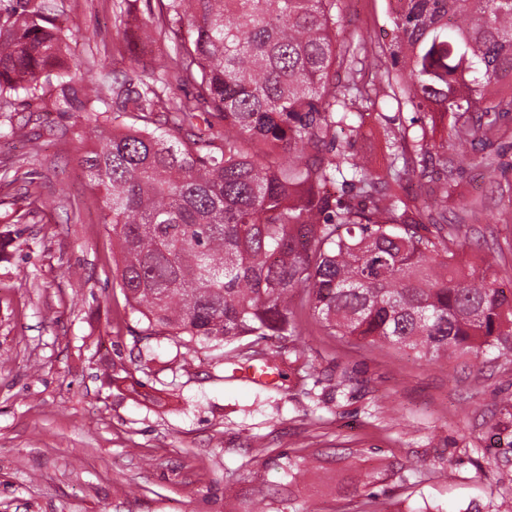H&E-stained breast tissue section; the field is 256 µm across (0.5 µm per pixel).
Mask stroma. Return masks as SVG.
<instances>
[{"mask_svg": "<svg viewBox=\"0 0 512 512\" xmlns=\"http://www.w3.org/2000/svg\"><path fill=\"white\" fill-rule=\"evenodd\" d=\"M76 84L150 75L157 0H52ZM338 38L392 37L389 0H342ZM56 84L0 101V512H493L512 497V362L340 341L308 312L295 340L258 343L275 374L232 375L222 350L151 334L116 277L119 249L80 164L90 116ZM380 98L354 153L386 169ZM25 125V137L11 126ZM474 157L448 202L466 250H501L512 282V127ZM303 355L293 359L288 350ZM345 388H337L338 376Z\"/></svg>", "mask_w": 512, "mask_h": 512, "instance_id": "stroma-1", "label": "stroma"}]
</instances>
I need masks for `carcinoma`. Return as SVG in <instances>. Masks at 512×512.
Listing matches in <instances>:
<instances>
[{
  "label": "carcinoma",
  "instance_id": "1",
  "mask_svg": "<svg viewBox=\"0 0 512 512\" xmlns=\"http://www.w3.org/2000/svg\"><path fill=\"white\" fill-rule=\"evenodd\" d=\"M149 23L170 49L156 79L71 84V34L40 0L0 22V98L54 77L65 112L94 116L82 158L119 241L120 286L152 333L268 367L255 336L299 335L300 307L331 335L408 348L427 361L512 357V290L498 257L475 261L447 223L454 170L471 158L431 144L437 122L491 144L512 114V0H396L392 38L336 42L340 0H158ZM191 97L170 95L172 82ZM410 108L388 127L382 172L337 141L380 96ZM130 116L139 125L107 133ZM180 132L174 136L171 131ZM438 190L408 191L410 172Z\"/></svg>",
  "mask_w": 512,
  "mask_h": 512
}]
</instances>
